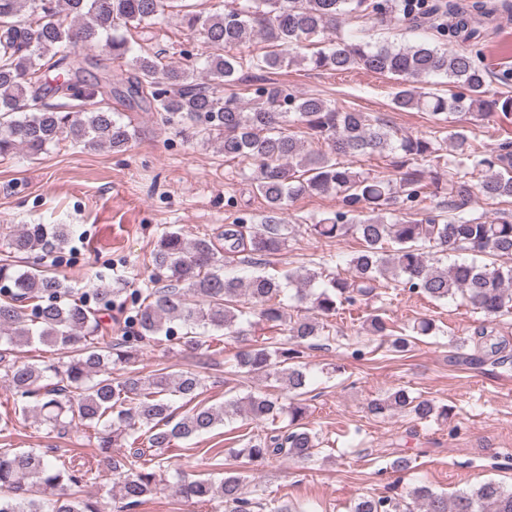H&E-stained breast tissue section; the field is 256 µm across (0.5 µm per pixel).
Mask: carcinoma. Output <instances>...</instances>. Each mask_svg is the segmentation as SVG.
Segmentation results:
<instances>
[{"label":"carcinoma","mask_w":512,"mask_h":512,"mask_svg":"<svg viewBox=\"0 0 512 512\" xmlns=\"http://www.w3.org/2000/svg\"><path fill=\"white\" fill-rule=\"evenodd\" d=\"M181 0H0V157L20 151L38 155L69 140L88 149L124 151L133 138L131 125L109 103V97L157 112L165 123L184 119L199 124L197 134L213 143L229 159L254 166L253 183L264 199L268 216L250 235L245 225H224V251L212 240H186L178 230L165 232L153 256L154 288L137 290L133 314L116 322V336L108 343L98 335L100 311L86 301L64 302L66 285L56 275L33 266L15 268L0 260V371L17 396L16 409L33 415L49 431L65 435L73 429L96 428L104 467L84 471L72 462L35 448H0V512H109L103 503L82 496L90 480L110 475L119 487L116 512H130L161 484L158 454L147 449L169 448L212 432L240 417L263 428L242 448L228 454L246 464L269 460L306 462L315 456L318 436L303 423L307 407L301 402L307 386L305 350L320 340L330 341L324 320L339 307L374 295L384 278L411 293L435 301L461 296L472 307L495 319L512 312V266L471 262L431 261L430 250H456L465 245L487 256L512 259V220L481 219L465 210L472 185L460 171L485 170L477 184L489 200L512 199V144L486 150L470 143L467 129H448L457 116L469 124L512 112V95H488L489 71L482 44L506 4L474 0L463 6L411 4L409 0H237L236 7L208 15L187 12V27L199 30L205 50L190 66L162 62L132 39L131 31L155 23ZM450 14L454 24L439 22ZM373 16L382 23L409 22L433 32L434 41L399 47L372 45L358 39H329L347 18ZM259 36L269 50L248 57L234 50ZM463 42L470 50L451 46ZM308 45L311 54L301 53ZM100 47L117 67L88 80L81 48ZM306 63L314 68L344 71L363 68L398 81L393 104L397 109L428 113L439 132L453 145L454 159L443 154L435 136L400 135L380 119L316 96L297 95L287 86L267 83L255 88L249 106L234 94L221 95V86L238 80L243 68L268 71ZM60 71L50 82L46 74ZM431 77L447 80L457 91L447 95L427 91ZM68 102L50 104L48 94ZM323 142L329 151L309 142ZM393 153L399 178L365 176L353 170L358 155ZM428 160L434 169H450L448 195L454 203L448 215L429 211L411 217V210L441 189L440 178H429L413 168ZM333 194L340 208L326 224L310 230L337 238L354 234L362 248L349 260L351 275H325L327 282L312 288L318 273L265 274L263 258L285 248L286 227L279 216L303 195ZM68 234L60 225L26 224L7 243L15 255L49 244L62 246ZM239 263L254 268L246 278L224 271L237 253ZM309 303L314 316H288L286 290ZM283 332L282 341L251 338L256 322ZM362 329L389 336L395 352H408L419 336H428L435 324L423 319L411 328L395 331L379 313L368 315ZM220 333L242 347L234 356L239 373L272 380L292 394L288 402L262 390L232 396L221 403L202 399L203 380L191 371L159 372L145 378L135 368L141 349L151 343L209 347ZM35 342L55 347L60 356L43 364L17 361L12 352ZM126 371L113 375L112 366ZM196 402L180 415L176 403ZM375 417L408 413L420 421L448 417L447 409L431 399L391 389L371 400ZM146 435L147 448L138 446ZM123 441L130 451L112 455ZM177 496L197 502L216 499L224 512H304L279 500L249 498L243 479L233 470L215 480L177 476ZM420 512H512V487L490 480L453 498L427 486L413 491ZM350 512H400L390 495H363Z\"/></svg>","instance_id":"1"}]
</instances>
